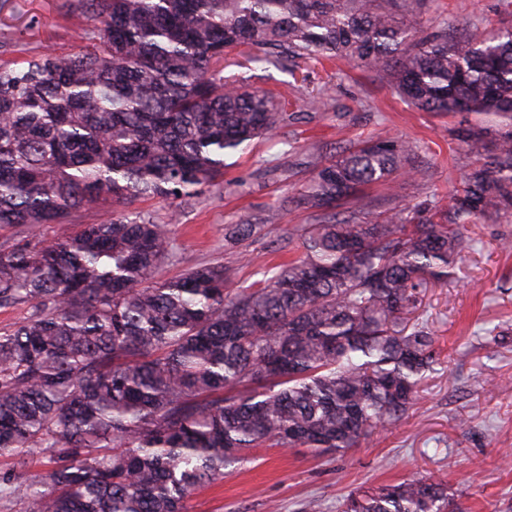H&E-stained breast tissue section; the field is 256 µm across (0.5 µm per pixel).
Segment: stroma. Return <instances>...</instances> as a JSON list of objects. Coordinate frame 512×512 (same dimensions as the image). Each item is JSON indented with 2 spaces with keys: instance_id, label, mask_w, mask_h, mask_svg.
Instances as JSON below:
<instances>
[{
  "instance_id": "obj_1",
  "label": "stroma",
  "mask_w": 512,
  "mask_h": 512,
  "mask_svg": "<svg viewBox=\"0 0 512 512\" xmlns=\"http://www.w3.org/2000/svg\"><path fill=\"white\" fill-rule=\"evenodd\" d=\"M64 0H0V60L46 51L65 56L81 42L83 16L66 12ZM457 27L482 21L487 30L512 26V11L499 0H424L413 19L426 31L440 12ZM308 87L327 84L324 69L299 60L293 71L270 67L245 71L256 90L290 91L295 76ZM338 112L309 106L270 139L226 157L220 186L189 201L142 198L133 212L150 214L174 238L175 258L161 274L224 263L234 266L232 288L260 280L263 271L301 253L300 235L312 223L296 200L312 172L305 154L336 153L345 140L361 143L385 131L422 146L420 175L404 180V200L447 203L462 177L465 158L444 134L452 116L417 112L377 72L343 65L329 86ZM235 224L256 225L249 238L229 244ZM455 279L428 289L419 311L435 337L437 363L421 384L405 418L373 435L361 447L314 457L293 448H254L249 459L223 479L201 489L191 512H340L343 498L360 487L380 486L415 473H430L455 492L462 512H512V222L474 224Z\"/></svg>"
}]
</instances>
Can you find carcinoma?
<instances>
[{"label":"carcinoma","instance_id":"carcinoma-1","mask_svg":"<svg viewBox=\"0 0 512 512\" xmlns=\"http://www.w3.org/2000/svg\"><path fill=\"white\" fill-rule=\"evenodd\" d=\"M422 0H78L95 25L67 55L0 63V504L22 512H188L248 448L345 452L399 420L436 361L409 323L442 284L470 224L512 218V28L422 33ZM247 63L342 61L377 71L421 112L460 116L448 136L468 171L448 204H401L395 177L419 145L387 134L307 154L299 203L316 213L301 256L243 289L233 268L159 275L175 252L139 213L83 224L86 206L204 195L224 158L294 119L281 96L224 75ZM302 101L337 108L320 90ZM388 186L384 216L342 211ZM52 458L29 469L34 451ZM448 483L419 474L360 489L341 512H458ZM105 217V211L100 207H86L75 213L69 223L44 224L40 231V238L44 241L50 242L74 231L78 224H95Z\"/></svg>","mask_w":512,"mask_h":512}]
</instances>
